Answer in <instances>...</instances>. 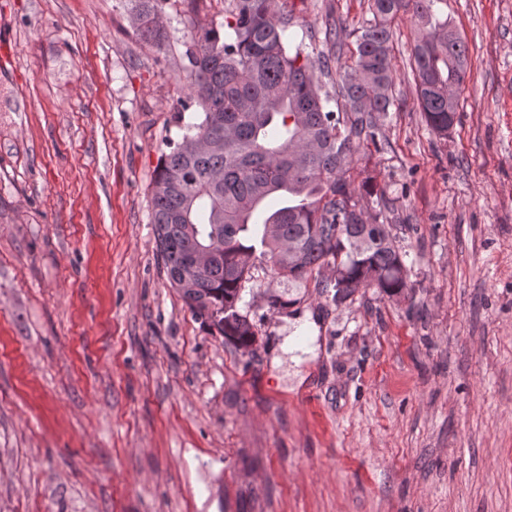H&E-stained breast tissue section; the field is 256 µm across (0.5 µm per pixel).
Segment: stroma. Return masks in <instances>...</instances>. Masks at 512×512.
Segmentation results:
<instances>
[{
	"mask_svg": "<svg viewBox=\"0 0 512 512\" xmlns=\"http://www.w3.org/2000/svg\"><path fill=\"white\" fill-rule=\"evenodd\" d=\"M224 0H164L157 49L129 0H0V512H512V0L441 6L469 49L440 138L393 30L394 106L357 169L411 288L335 306L256 273L243 356L171 288L154 170L184 108L190 31ZM298 40L368 0H287Z\"/></svg>",
	"mask_w": 512,
	"mask_h": 512,
	"instance_id": "35a3bbf8",
	"label": "stroma"
}]
</instances>
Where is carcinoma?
<instances>
[{
	"label": "carcinoma",
	"mask_w": 512,
	"mask_h": 512,
	"mask_svg": "<svg viewBox=\"0 0 512 512\" xmlns=\"http://www.w3.org/2000/svg\"><path fill=\"white\" fill-rule=\"evenodd\" d=\"M140 38L162 46L161 0H132ZM445 0H369L356 59L332 71L329 55L285 39L291 15L279 0H229L224 31L202 28L192 40L189 104L202 120L163 154L150 184L151 222L168 280L193 314L243 355L255 326L240 310L253 272L321 289L341 305L370 288L398 296L408 282L392 225L356 198L355 154L379 146V118L393 105L391 23L412 10L419 24L412 58L415 95L428 126L448 136V113L468 75V47L442 18ZM336 104V110L330 104ZM281 204L252 221L268 197ZM201 247L208 263L190 270ZM331 265L337 276H324Z\"/></svg>",
	"instance_id": "obj_1"
}]
</instances>
